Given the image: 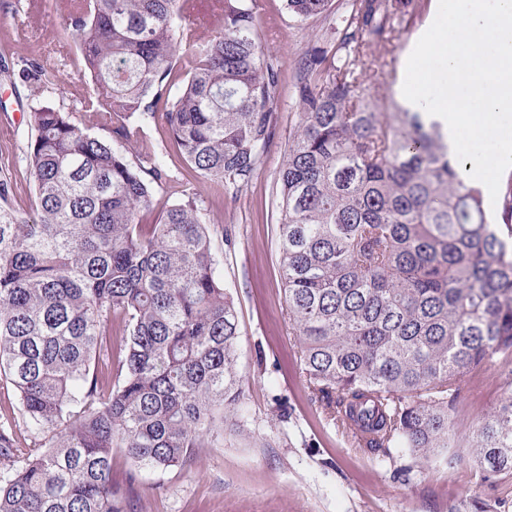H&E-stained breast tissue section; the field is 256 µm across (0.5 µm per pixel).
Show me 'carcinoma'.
I'll return each instance as SVG.
<instances>
[{"label":"carcinoma","mask_w":512,"mask_h":512,"mask_svg":"<svg viewBox=\"0 0 512 512\" xmlns=\"http://www.w3.org/2000/svg\"><path fill=\"white\" fill-rule=\"evenodd\" d=\"M215 2L202 24L194 0H57L94 93L79 114L29 115L35 215L0 179V369L38 441L0 475V512H125L115 450L184 469L239 405L236 306L206 209L185 194L149 231L138 224L154 187L179 183L150 126L234 192L278 123V65L255 12ZM283 2L301 20L329 4ZM404 6L352 0L332 61H303L319 78L294 86L278 249L285 317L325 421L355 448L426 457L448 447L461 376L512 362V176L487 212L438 123L359 92L365 49L393 38ZM22 75L34 97L55 85L38 61ZM467 454L481 482L512 477V396L472 428Z\"/></svg>","instance_id":"carcinoma-1"}]
</instances>
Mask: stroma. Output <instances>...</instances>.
I'll use <instances>...</instances> for the list:
<instances>
[{
	"label": "stroma",
	"instance_id": "1",
	"mask_svg": "<svg viewBox=\"0 0 512 512\" xmlns=\"http://www.w3.org/2000/svg\"><path fill=\"white\" fill-rule=\"evenodd\" d=\"M414 2V11L394 14V39L364 57L362 87L386 104L399 103L405 59L432 15L433 0ZM248 3L280 61V120L252 181L237 194L226 193L185 172L164 126L151 130L166 167L208 212L218 271L238 312L242 400L217 443L200 449L187 469L161 473L134 466L119 452L112 461L115 480L139 512H512V480L490 490L465 450L472 426L512 394L511 364L463 376L452 446L426 460L404 448L351 447L311 399L298 342L283 315L275 176L296 126L291 94L301 61L313 49L331 50L341 38L340 19L351 0H332L327 14L307 22L289 15L282 0ZM60 47L64 55L54 58L58 87L44 99L30 97L19 74L0 72V177L11 180L12 204L27 214L35 208L26 160L30 112L45 100L81 111L80 98L91 95L93 85L78 80L81 57L54 0H18L13 10L0 12V61L13 66ZM281 398L289 412L284 421L277 410Z\"/></svg>",
	"mask_w": 512,
	"mask_h": 512
}]
</instances>
